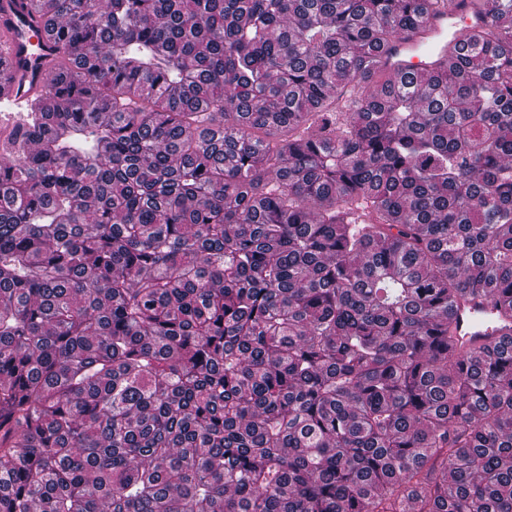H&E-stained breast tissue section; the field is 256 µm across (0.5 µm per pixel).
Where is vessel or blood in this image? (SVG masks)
Here are the masks:
<instances>
[{"instance_id": "obj_1", "label": "vessel or blood", "mask_w": 512, "mask_h": 512, "mask_svg": "<svg viewBox=\"0 0 512 512\" xmlns=\"http://www.w3.org/2000/svg\"><path fill=\"white\" fill-rule=\"evenodd\" d=\"M470 9V0H450L434 6L417 30L397 37L381 49L377 63L381 70L400 76L412 70L433 69L436 61L448 59V48L462 33L459 21ZM53 38L46 27L26 30L22 20L0 12V124L19 111L23 101L49 84L48 70L41 58L49 54ZM490 303L460 300L448 334L459 352L478 351L491 340L512 338V324L491 326Z\"/></svg>"}]
</instances>
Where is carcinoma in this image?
I'll list each match as a JSON object with an SVG mask.
<instances>
[{"instance_id": "carcinoma-1", "label": "carcinoma", "mask_w": 512, "mask_h": 512, "mask_svg": "<svg viewBox=\"0 0 512 512\" xmlns=\"http://www.w3.org/2000/svg\"><path fill=\"white\" fill-rule=\"evenodd\" d=\"M21 4L0 512H512V0L400 82L429 0ZM52 47L53 38L43 19L38 32L29 31L19 18L0 12V125L5 118L11 120L12 113L18 112L33 93L48 87V69L38 59L48 55ZM21 66L27 67L22 84L16 76ZM495 311L486 301L461 299L448 324V336L459 352L479 351L493 340H509L512 337V321L507 327L489 321ZM491 335V336H488Z\"/></svg>"}]
</instances>
